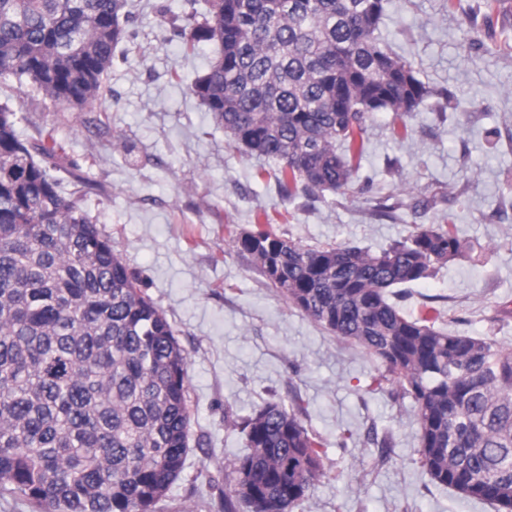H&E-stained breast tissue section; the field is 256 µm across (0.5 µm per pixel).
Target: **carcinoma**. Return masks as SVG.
Masks as SVG:
<instances>
[{
	"mask_svg": "<svg viewBox=\"0 0 512 512\" xmlns=\"http://www.w3.org/2000/svg\"><path fill=\"white\" fill-rule=\"evenodd\" d=\"M388 0H209L175 35L216 44L189 89L229 148L278 162L280 194L355 192L376 112L403 118L431 88L383 41ZM126 0H0V79L56 105L96 102L124 39ZM472 0L469 27L492 25ZM54 138L25 142L0 106V490L43 512H156L189 449L187 357L166 314L53 172ZM306 317L385 366L413 402L422 466L512 512V350L400 305V288L465 257L450 224L379 252L306 246L273 230L231 236ZM302 408L268 403L241 424L224 512H292L328 477Z\"/></svg>",
	"mask_w": 512,
	"mask_h": 512,
	"instance_id": "cac0c4a2",
	"label": "carcinoma"
}]
</instances>
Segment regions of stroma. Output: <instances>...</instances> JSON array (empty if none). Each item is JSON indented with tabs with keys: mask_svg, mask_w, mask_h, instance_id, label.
<instances>
[{
	"mask_svg": "<svg viewBox=\"0 0 512 512\" xmlns=\"http://www.w3.org/2000/svg\"><path fill=\"white\" fill-rule=\"evenodd\" d=\"M132 22L102 101L79 111L31 87L0 84L28 142L53 135L66 152L65 192L80 205L171 322L187 356L192 438L159 512H224L238 428L259 407L301 403L330 477L294 512H494L435 484L420 462L410 399L377 384L382 365L293 307L230 243V231L273 226L304 245L373 252L420 225H452L468 252L413 283L403 302L439 325L512 350V0L470 46L448 0H390L381 34L435 89L398 137L389 112L368 124L359 175L368 192L279 195L273 160L231 150L188 90L215 56L185 50L172 26L206 0H128ZM396 173L387 170L388 161ZM346 447H339L340 436Z\"/></svg>",
	"mask_w": 512,
	"mask_h": 512,
	"instance_id": "1",
	"label": "stroma"
}]
</instances>
